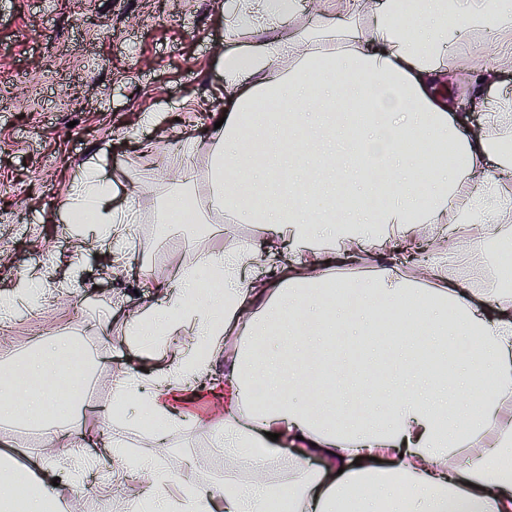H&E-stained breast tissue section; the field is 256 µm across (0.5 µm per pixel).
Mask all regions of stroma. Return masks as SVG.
Listing matches in <instances>:
<instances>
[{
  "label": "stroma",
  "mask_w": 512,
  "mask_h": 512,
  "mask_svg": "<svg viewBox=\"0 0 512 512\" xmlns=\"http://www.w3.org/2000/svg\"><path fill=\"white\" fill-rule=\"evenodd\" d=\"M224 0H0V297L22 279L41 278L54 291L39 303L20 302L18 315L0 321V372L14 360L65 341L84 355V405L78 433L116 434L140 456L193 476L216 491L224 472L207 454L224 421L220 392L181 402V428L157 448L129 407L102 421L96 409L113 402V372L96 364L111 350L113 364L150 376L179 358L176 345L143 347L125 338L132 312L155 302L145 270L174 275L188 253L224 247V220L201 212L195 224H156L179 176L194 165L190 188L206 195L204 130L224 110ZM195 141L193 155L181 145ZM152 145L158 165L142 169L137 156ZM110 187L113 209L134 207L136 238L106 239L97 224L81 239L62 233L86 171ZM126 259L114 261L116 251ZM15 464L0 480L29 479L47 454L43 438L22 426L0 427ZM125 496L96 481L60 490L66 512H125L143 497L145 477L128 476Z\"/></svg>",
  "instance_id": "stroma-1"
}]
</instances>
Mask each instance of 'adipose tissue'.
I'll list each match as a JSON object with an SVG mask.
<instances>
[{"label": "adipose tissue", "instance_id": "obj_1", "mask_svg": "<svg viewBox=\"0 0 512 512\" xmlns=\"http://www.w3.org/2000/svg\"><path fill=\"white\" fill-rule=\"evenodd\" d=\"M299 0H225L227 103L208 131L209 212L255 224L264 243H225L153 278L159 301L128 321L136 338L193 336L179 361L150 377L114 367V405L135 403L174 430L169 394L211 375L224 338L238 345L224 373V422L215 437L231 467L215 493L153 461L124 457L119 440L85 465L94 437L75 436L50 393L22 404L0 381V419L45 408L38 428L65 444L62 463L12 487L27 512H46L57 484L90 468L114 485L147 473L139 512H512V470L461 462L468 447L512 444V290L475 286L460 252L435 248L434 224L477 244L494 237L512 262V0H332L307 30ZM483 39L487 60L459 67L449 17ZM470 95L481 132L457 111ZM286 104L271 112L266 102ZM455 152L422 174L426 155ZM96 180L71 213L121 235L134 210L106 212ZM369 264L367 280L335 286L330 267ZM260 267L267 277L247 280ZM222 292L199 293L206 274ZM414 330L379 347L398 370L366 385L341 363L337 335L382 328L381 311Z\"/></svg>", "mask_w": 512, "mask_h": 512}]
</instances>
